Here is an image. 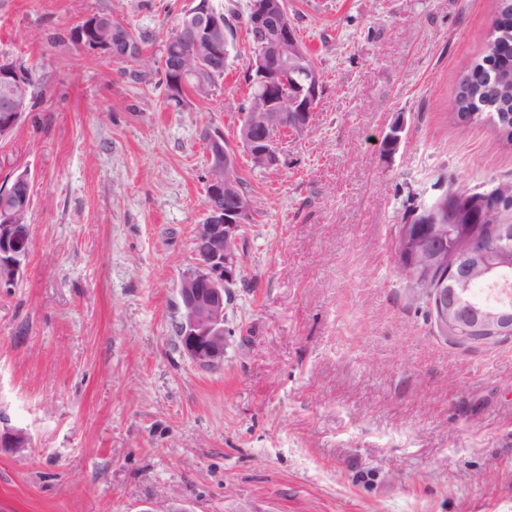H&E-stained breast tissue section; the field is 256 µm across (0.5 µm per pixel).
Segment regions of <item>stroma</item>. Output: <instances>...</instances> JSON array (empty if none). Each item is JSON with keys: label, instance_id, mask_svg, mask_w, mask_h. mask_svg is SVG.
<instances>
[{"label": "stroma", "instance_id": "stroma-1", "mask_svg": "<svg viewBox=\"0 0 512 512\" xmlns=\"http://www.w3.org/2000/svg\"><path fill=\"white\" fill-rule=\"evenodd\" d=\"M248 0L209 96L164 104L161 45L190 0H0V57L36 76L0 140L29 171L22 282L0 291V512H512V340L440 336L396 241L444 191L512 181V144L449 104L498 0H287L324 77L253 201L224 365L177 344L205 133L235 141ZM145 62L69 39L89 16ZM403 124L394 153L383 139Z\"/></svg>", "mask_w": 512, "mask_h": 512}]
</instances>
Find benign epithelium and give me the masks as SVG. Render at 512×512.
Segmentation results:
<instances>
[{
	"instance_id": "benign-epithelium-1",
	"label": "benign epithelium",
	"mask_w": 512,
	"mask_h": 512,
	"mask_svg": "<svg viewBox=\"0 0 512 512\" xmlns=\"http://www.w3.org/2000/svg\"><path fill=\"white\" fill-rule=\"evenodd\" d=\"M252 23L271 32L267 52L251 61V71L265 88L263 112L241 130L238 142L251 159L264 167L280 162L277 134L287 120L306 126L322 94L321 74L311 68L286 19L280 0H260ZM80 44L109 55L138 57L136 45L112 27L106 15L90 17L77 33ZM229 54L224 20L209 0H193L184 22L169 44L162 61L171 64V100L182 99L183 78L205 64ZM279 66L294 75L288 94L278 80ZM30 80L18 65L0 59V135H8L29 110ZM209 196L224 200V207H206L205 221L197 225L194 243L205 253L179 281V325L182 353L197 365L217 369L224 363V292L242 272L239 242L243 225L249 223L252 204L236 189L237 152L226 150L224 135L207 139ZM31 178L13 177L0 188V265L8 273L0 288L10 289L23 278L27 257L23 247L31 238L27 222ZM477 194L451 190L401 225L399 263L412 282L434 281L429 304L443 333L458 328L465 332L454 340L483 343L512 338V224L494 225V242L474 243L473 228L492 222L495 206L475 207Z\"/></svg>"
}]
</instances>
